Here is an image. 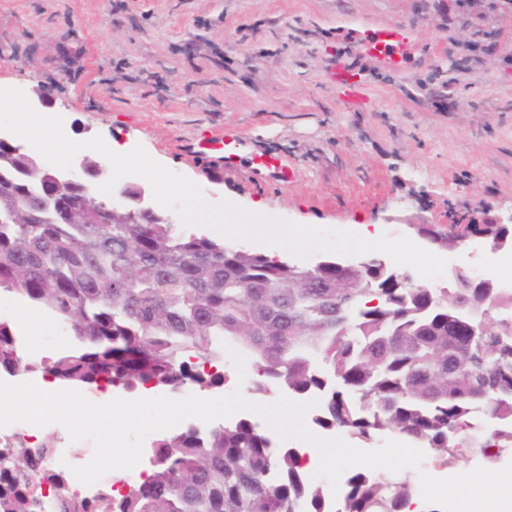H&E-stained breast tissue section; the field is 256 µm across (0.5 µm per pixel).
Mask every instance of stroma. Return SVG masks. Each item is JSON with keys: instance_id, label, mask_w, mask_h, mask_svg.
I'll list each match as a JSON object with an SVG mask.
<instances>
[{"instance_id": "1", "label": "stroma", "mask_w": 512, "mask_h": 512, "mask_svg": "<svg viewBox=\"0 0 512 512\" xmlns=\"http://www.w3.org/2000/svg\"><path fill=\"white\" fill-rule=\"evenodd\" d=\"M0 0V89L46 90L73 141L143 146L200 185L208 203L303 225L421 237L416 227L512 214V0ZM414 32L401 72L358 54L355 29ZM495 49L472 58L479 29ZM361 75L356 96L330 82ZM80 70L77 82L67 71ZM226 131L296 169L282 187L248 165L226 172L192 142ZM448 269L512 277V251L480 240L435 247ZM26 318L32 363L75 345L41 309L0 296V318Z\"/></svg>"}]
</instances>
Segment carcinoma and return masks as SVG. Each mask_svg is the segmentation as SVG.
Segmentation results:
<instances>
[{
  "instance_id": "carcinoma-1",
  "label": "carcinoma",
  "mask_w": 512,
  "mask_h": 512,
  "mask_svg": "<svg viewBox=\"0 0 512 512\" xmlns=\"http://www.w3.org/2000/svg\"><path fill=\"white\" fill-rule=\"evenodd\" d=\"M30 154L0 146V292L47 311L79 346L24 361L0 320V372L39 371L76 389L221 388L225 346L252 360L251 390L315 395L312 422L369 442L392 430L448 467L512 447V296L461 271L449 288L403 282L371 257L319 274L166 223L150 207L112 217L75 185L29 176ZM417 231L448 249L468 237L512 244L511 224ZM482 305L476 319L471 306ZM211 370H205V367ZM52 439L13 437L0 453V512H326L327 492L294 448L272 451L248 419L152 441L145 479L123 494L74 491L52 467ZM405 478L350 472L336 512H403Z\"/></svg>"
}]
</instances>
